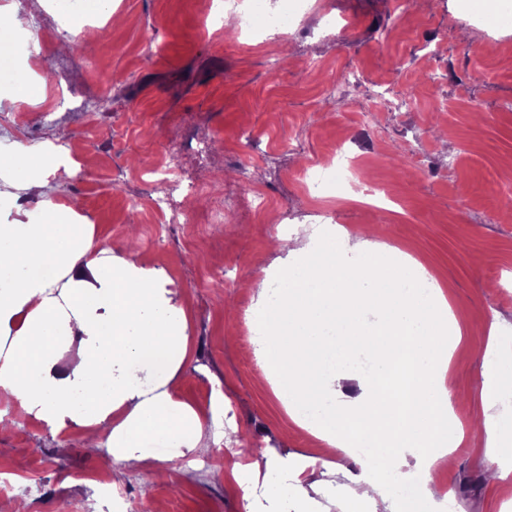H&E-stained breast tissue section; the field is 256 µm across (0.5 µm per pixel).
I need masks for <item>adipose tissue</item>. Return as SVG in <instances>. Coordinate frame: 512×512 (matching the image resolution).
<instances>
[{"label":"adipose tissue","instance_id":"obj_1","mask_svg":"<svg viewBox=\"0 0 512 512\" xmlns=\"http://www.w3.org/2000/svg\"><path fill=\"white\" fill-rule=\"evenodd\" d=\"M54 149L48 139L18 147L12 157L47 220L0 224V399L52 430L84 428L91 446L108 442L117 460L134 467L144 458L139 439L146 433L203 451L196 412L168 386L188 357L186 312L163 272L132 256L116 266L99 258L74 205L44 197L49 178L71 175ZM49 268L55 279L45 278ZM413 279L408 264L391 278L347 267L342 252L330 247L289 264L281 287L257 282L256 315L273 320L275 331L256 341L281 379L278 395L298 425L318 431L326 457L341 452L358 460L362 474L351 499L367 512H411L397 503L392 486L429 479L463 438L448 409V335L460 327L439 284L416 288ZM500 344L499 325L491 323L483 353L499 370L491 378L496 395L477 424L489 437L495 398L512 391L502 378L512 370V355ZM70 346L76 352L61 364L60 351ZM337 354L343 363L325 366ZM359 355L373 374L362 378L358 399L335 406L348 378L345 361ZM122 359L161 365L167 378L148 391L138 373L114 377ZM383 433L396 446L377 465L365 446Z\"/></svg>","mask_w":512,"mask_h":512}]
</instances>
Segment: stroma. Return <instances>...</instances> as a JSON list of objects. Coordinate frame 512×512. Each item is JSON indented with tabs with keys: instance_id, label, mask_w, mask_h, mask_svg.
<instances>
[{
	"instance_id": "obj_1",
	"label": "stroma",
	"mask_w": 512,
	"mask_h": 512,
	"mask_svg": "<svg viewBox=\"0 0 512 512\" xmlns=\"http://www.w3.org/2000/svg\"><path fill=\"white\" fill-rule=\"evenodd\" d=\"M497 0H312L313 12L296 36L263 46L238 38L233 26H215L195 0H112L120 24L94 16L93 38L74 42L70 25L47 0H0V19L26 10L56 30L46 52L31 57L19 32L0 30L11 63L30 68L42 81L39 99H18L17 110L54 108L61 96L79 111L55 110L52 121H31L25 132L0 127V157L18 142L39 143L48 135L72 138L81 156L70 179L50 181L45 195L79 201L95 243L121 258L135 244L141 263L173 282L190 324L189 356L172 385L203 418V439L215 467L189 464L181 449L171 460L132 469L108 448L88 452L84 431L56 433L12 407L13 425L0 430V471L14 488L0 492V512H115L95 477L107 471L124 488L130 507L151 499L154 512H321L328 499L348 501L360 465L345 460L341 472L316 473L317 485L299 498L286 467L259 477L242 498L233 465L235 445L220 434L236 428L253 453L318 458L321 442L292 421L271 387L258 385L260 358L243 345L244 311L256 307L254 281L275 277L286 263L274 250L277 237L316 241L328 232L318 215L331 213L352 242L376 224L370 252L388 263L415 258L447 295L462 326L448 374L453 412L470 421L484 411V378L493 367L475 343L485 341L491 320L502 326V347L512 352V216L489 220L503 204L498 175L512 162V29L496 30L478 16ZM334 17L343 34L325 20ZM99 74L82 77L84 57ZM336 71L359 73L344 96H331L308 59ZM396 94L414 88L416 107L397 112L373 104L376 84ZM223 136L211 164L224 169V190L196 204L199 218L227 201L237 221L209 224V248L192 251L180 225L155 224L143 210L152 192L150 169L163 151L174 154L185 181L206 169L185 131ZM354 147L361 177L383 185L392 197L388 214L372 217L367 201L346 186L309 195L300 171L325 158L338 142ZM18 198L0 211V222L40 224L37 197L23 187L20 169L6 165ZM288 215L278 234L253 207L255 192ZM223 396L224 411L209 416ZM492 450L483 435L466 434L453 468L436 478L443 497L393 494L417 512H512V477L487 483Z\"/></svg>"
}]
</instances>
